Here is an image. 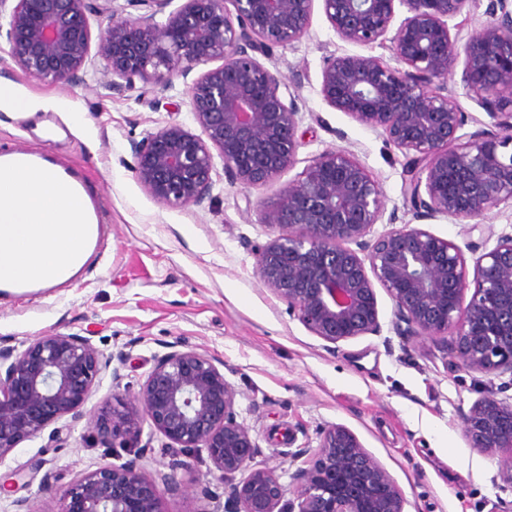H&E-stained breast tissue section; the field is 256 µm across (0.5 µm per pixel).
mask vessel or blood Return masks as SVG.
I'll return each instance as SVG.
<instances>
[{
  "mask_svg": "<svg viewBox=\"0 0 512 512\" xmlns=\"http://www.w3.org/2000/svg\"><path fill=\"white\" fill-rule=\"evenodd\" d=\"M32 172L39 174L46 186L66 194L71 211L65 215L64 220L83 225L84 240L77 257L80 266H87L107 230L99 194L94 191L82 169L59 162L49 149L24 146L0 149L1 177ZM46 279V271L38 266L25 270L13 265L0 268V288H39Z\"/></svg>",
  "mask_w": 512,
  "mask_h": 512,
  "instance_id": "1",
  "label": "vessel or blood"
}]
</instances>
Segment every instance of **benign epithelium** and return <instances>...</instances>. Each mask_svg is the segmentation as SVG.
<instances>
[{"label": "benign epithelium", "mask_w": 512, "mask_h": 512, "mask_svg": "<svg viewBox=\"0 0 512 512\" xmlns=\"http://www.w3.org/2000/svg\"><path fill=\"white\" fill-rule=\"evenodd\" d=\"M317 1L340 40L391 52V64L329 54L320 95L401 150L416 217L481 220L512 204V110L502 104L512 95V0H497L492 20L463 43L450 22L476 0H181L171 11L173 0H0V32L21 70L52 83L82 82L93 55L106 62L114 94L137 81L163 87L173 74L201 68L188 85L200 133L168 124L133 146L132 167L157 201L198 206L211 197L216 153L245 190L272 184L295 164L302 145L296 96L283 94L257 55L305 37ZM102 15L108 24L94 39L90 17ZM456 76L492 127L461 133L467 116L446 85ZM259 209L261 223L278 234L258 250L257 277L315 336L336 345L379 334L378 284L392 300L396 330L450 339L458 366L488 379L461 418L462 432L474 450L504 454L512 484V401L497 398L493 382L512 375V234L477 259L471 278L460 248L418 225L374 237L383 213L379 183L335 149L313 157ZM128 361L77 333H47L20 351L0 346V464L45 433L50 445L62 441L84 417L101 374L112 369L117 384ZM235 406L236 390L212 358L172 343L133 399L112 390V404L89 425L112 455L122 448L139 457L149 426L185 457L181 466L210 463L241 512H403V489L343 425L323 432L307 467L294 474V498L285 499L275 470L256 466L257 445ZM175 487L174 476H152L129 460L66 485L46 473L39 491L57 512H161L162 489Z\"/></svg>", "instance_id": "obj_1"}]
</instances>
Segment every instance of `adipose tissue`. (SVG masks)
Wrapping results in <instances>:
<instances>
[{"label":"adipose tissue","mask_w":512,"mask_h":512,"mask_svg":"<svg viewBox=\"0 0 512 512\" xmlns=\"http://www.w3.org/2000/svg\"><path fill=\"white\" fill-rule=\"evenodd\" d=\"M37 198L52 213L68 208L64 194L44 191L36 175L22 174L11 180L0 178V203H6L9 208L13 227L29 231L23 250L15 257L16 266L20 269L34 265L70 266L82 227L78 224H28V210Z\"/></svg>","instance_id":"obj_1"}]
</instances>
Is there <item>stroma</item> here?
Wrapping results in <instances>:
<instances>
[{"instance_id": "1", "label": "stroma", "mask_w": 512, "mask_h": 512, "mask_svg": "<svg viewBox=\"0 0 512 512\" xmlns=\"http://www.w3.org/2000/svg\"><path fill=\"white\" fill-rule=\"evenodd\" d=\"M322 9H315L308 35L275 49L266 65L299 95L303 143L293 169L278 185L246 191L230 183L215 159L211 200L168 207L147 194L131 165L132 145L170 123L187 129V79L174 75L167 87L136 84L122 93L106 87L101 60L89 64L84 82L62 85L37 80L10 58L0 40V77L15 97L49 100V109L0 108V144L24 141L49 147L63 161L87 170L105 201L112 227L88 272L68 288H49L20 298L0 294V343L19 346L54 331L91 337L107 354L124 352L120 390L134 396L156 356L180 342L210 355L237 391V420L258 446L257 460L281 477L293 493L297 447L317 448L323 432L339 424L352 430L405 492L404 512H498L512 502V484L501 458L469 448L461 416L483 388L458 367L445 344L398 335L393 304L384 288L376 296L382 332L328 350L256 276V250L273 236L260 222L258 199L273 200L279 185L328 149L349 152L377 179L383 214L375 233L414 223L404 197L406 158L377 131L329 107L320 95L326 55L352 53ZM434 235L458 246L467 267L512 233V206L503 204L481 222L424 220ZM104 377L60 445L38 438L22 443L0 465L18 471L14 496L33 512H53L27 469L38 458L59 483L105 464V450L87 422L112 398ZM151 445L146 472H173L176 489L164 492V512H214L203 490L216 486L206 466L172 469L175 452L164 438L144 429Z\"/></svg>"}]
</instances>
